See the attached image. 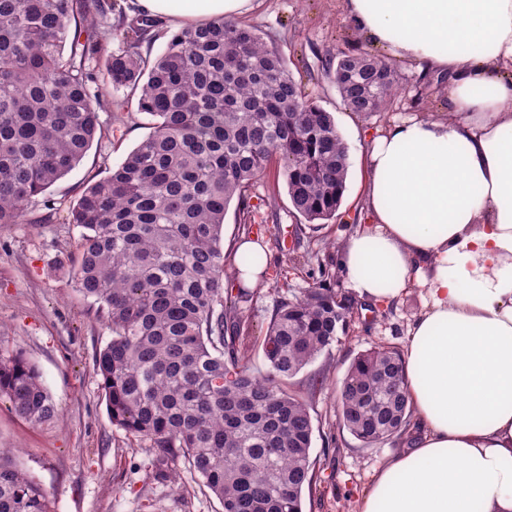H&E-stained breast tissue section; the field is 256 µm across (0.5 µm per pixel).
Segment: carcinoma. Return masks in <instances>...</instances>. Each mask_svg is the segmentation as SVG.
Returning a JSON list of instances; mask_svg holds the SVG:
<instances>
[{
    "mask_svg": "<svg viewBox=\"0 0 512 512\" xmlns=\"http://www.w3.org/2000/svg\"><path fill=\"white\" fill-rule=\"evenodd\" d=\"M114 10V0H0V225L20 223L101 131L91 84L138 92L152 131L68 212L83 229L77 287L112 328L94 356L109 419L158 461L187 463L224 512H302L313 421L289 380L339 342L351 302L325 283L282 298L261 340L267 370L254 374L239 354L249 291H224L222 230L234 200L250 230V189L276 156L294 211L307 224L333 219L348 148L283 56L232 18L174 34L151 63L137 51L153 26L142 18L97 76L98 29L112 28ZM326 68L358 117L387 111L402 92L394 65L367 52H342ZM405 382L394 347L359 354L338 389L340 425L364 447L403 436ZM2 399L33 425L58 416L37 368L20 355L0 353ZM0 512H51L6 448Z\"/></svg>",
    "mask_w": 512,
    "mask_h": 512,
    "instance_id": "1",
    "label": "carcinoma"
}]
</instances>
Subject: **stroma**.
Masks as SVG:
<instances>
[{"label":"stroma","instance_id":"stroma-1","mask_svg":"<svg viewBox=\"0 0 512 512\" xmlns=\"http://www.w3.org/2000/svg\"><path fill=\"white\" fill-rule=\"evenodd\" d=\"M240 20L280 52L295 79L333 114L351 163L335 218L303 225V240L294 254L275 244L279 232L303 224L291 206L279 162L270 164L251 191V230L262 239L269 258L264 287L245 304L251 321L246 357L258 373L266 369L259 341L282 297L312 287L326 271L336 291L348 292L337 258L364 222L365 158L371 139L377 130L408 116L447 117L441 89L448 77L400 66L404 92L393 108L361 119L345 109L321 66L325 56L366 48L345 13L344 0H255ZM102 95L101 138L45 196L27 204L24 221L0 225V353L22 355L35 365L61 413L58 420L35 426L16 416L8 401H0V448L13 449L15 463L46 491L51 512H224L187 463H176L179 478L170 481L151 451L112 426L107 415L93 357L110 341L112 329L77 287L80 230L66 216L88 183L108 176L150 133L153 119L138 112L130 91L106 88ZM48 199L59 210L57 219L36 223ZM424 298V289L414 288L388 308L353 299L346 333L291 379V391L307 400L313 418L314 480L304 492V512H353L374 471L402 449L399 437L365 448L342 429L335 388L353 358L374 344L407 349L408 325L422 310ZM318 374L326 376L327 384L314 392L310 383Z\"/></svg>","mask_w":512,"mask_h":512}]
</instances>
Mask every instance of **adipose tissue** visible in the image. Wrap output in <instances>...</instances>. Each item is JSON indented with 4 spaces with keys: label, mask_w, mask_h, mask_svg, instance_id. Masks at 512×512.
Returning <instances> with one entry per match:
<instances>
[{
    "label": "adipose tissue",
    "mask_w": 512,
    "mask_h": 512,
    "mask_svg": "<svg viewBox=\"0 0 512 512\" xmlns=\"http://www.w3.org/2000/svg\"><path fill=\"white\" fill-rule=\"evenodd\" d=\"M252 0H132L182 26ZM388 57L448 73V116L371 141L364 209L340 268L359 299L426 290L404 357L408 447L357 512H512V0H345Z\"/></svg>",
    "instance_id": "1"
}]
</instances>
